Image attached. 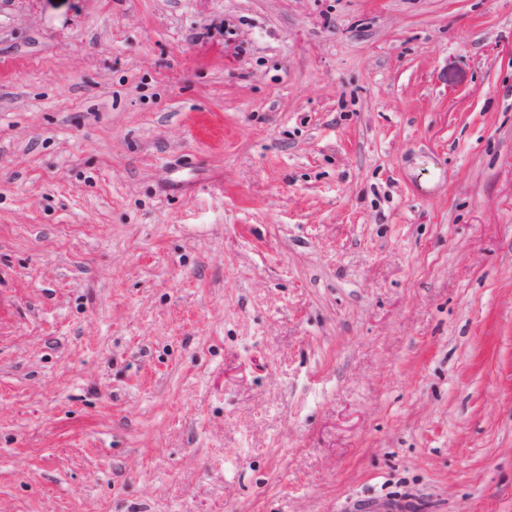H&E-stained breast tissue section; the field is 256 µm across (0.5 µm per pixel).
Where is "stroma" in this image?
I'll return each instance as SVG.
<instances>
[{"label": "stroma", "mask_w": 512, "mask_h": 512, "mask_svg": "<svg viewBox=\"0 0 512 512\" xmlns=\"http://www.w3.org/2000/svg\"><path fill=\"white\" fill-rule=\"evenodd\" d=\"M0 512H512V0H0Z\"/></svg>", "instance_id": "stroma-1"}]
</instances>
